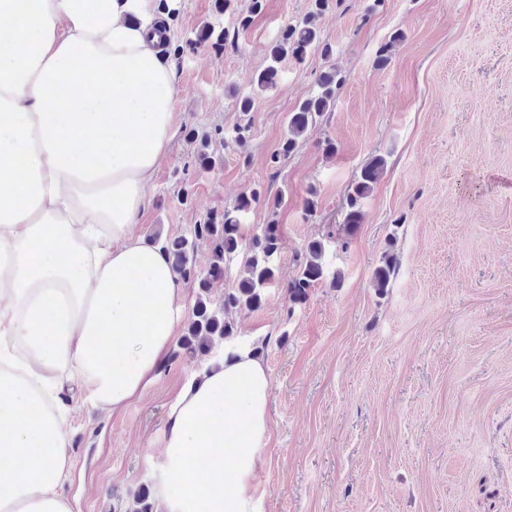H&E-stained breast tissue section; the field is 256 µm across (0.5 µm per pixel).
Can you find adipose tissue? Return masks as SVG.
<instances>
[{"instance_id": "1", "label": "adipose tissue", "mask_w": 512, "mask_h": 512, "mask_svg": "<svg viewBox=\"0 0 512 512\" xmlns=\"http://www.w3.org/2000/svg\"><path fill=\"white\" fill-rule=\"evenodd\" d=\"M157 0H0V512H73L66 396L122 409L188 320L137 232L168 153L174 65ZM268 368L218 350L170 404L159 512H258Z\"/></svg>"}]
</instances>
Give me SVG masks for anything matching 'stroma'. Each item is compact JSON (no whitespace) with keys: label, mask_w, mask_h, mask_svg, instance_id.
I'll list each match as a JSON object with an SVG mask.
<instances>
[{"label":"stroma","mask_w":512,"mask_h":512,"mask_svg":"<svg viewBox=\"0 0 512 512\" xmlns=\"http://www.w3.org/2000/svg\"><path fill=\"white\" fill-rule=\"evenodd\" d=\"M214 3L157 13L185 51L174 59L176 135L139 232L186 234L255 188L284 198L277 214L260 203L242 216L247 236L278 224L279 281L259 309L234 316L238 342L263 345L272 381L260 512H512V0H346L319 21L332 56L285 60L246 115L237 97L281 26L314 0H264L245 30ZM208 24L230 30L232 46L196 43ZM398 29L390 65L375 68ZM331 65L344 77L335 105L272 163L290 113ZM244 119L245 148L224 147ZM192 130L211 134L213 169L185 172ZM375 155L386 170L340 244L349 185ZM312 240L325 245V273L295 304L286 285ZM388 250L398 267L381 296L374 272ZM205 363L178 336L123 411L101 418L70 400L74 512H126L134 494L155 497L154 438Z\"/></svg>","instance_id":"stroma-1"}]
</instances>
